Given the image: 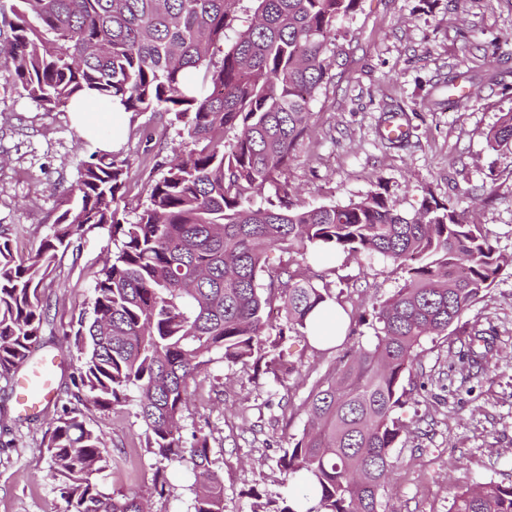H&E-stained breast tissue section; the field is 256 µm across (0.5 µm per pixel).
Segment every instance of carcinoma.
Listing matches in <instances>:
<instances>
[{
	"mask_svg": "<svg viewBox=\"0 0 512 512\" xmlns=\"http://www.w3.org/2000/svg\"><path fill=\"white\" fill-rule=\"evenodd\" d=\"M239 0H11L0 6V59L6 78L47 112L93 91L124 111L165 112L187 126L188 142L151 186L135 223L120 207L129 164L108 153L82 166L59 192L50 234L26 255L0 232V376L28 359L48 320L41 284L58 253L86 227L107 224L119 242L93 271L91 316L63 340L78 354L74 385L95 408L139 393L136 415L159 460L189 459L192 512H224L223 477L210 435L183 445L190 384L209 375L212 355L261 370L265 344L310 333L313 312L340 304L329 288L289 271L326 252L379 254L393 264L418 261L372 318L375 341L352 347L334 373L311 389L302 436L276 464L308 480L313 512H387L383 492L391 450L404 426L405 371L417 349L440 336L491 288L512 256L496 251L480 225L466 224L428 197L412 216L390 206L387 187L344 205L293 203L288 165L308 129L311 107L332 66L330 33L357 0H252L251 22L220 63L231 8ZM229 131L235 132L226 139ZM512 150V112L487 134ZM275 187L277 201L254 198ZM289 257L287 282L259 284L273 248ZM278 304L282 322L267 308ZM461 357L478 365L493 337L473 325ZM66 512H145L137 497L103 494L94 475L106 462L102 435L84 415L63 408L44 443ZM256 502L252 512H297V497ZM450 512H512V484L458 491Z\"/></svg>",
	"mask_w": 512,
	"mask_h": 512,
	"instance_id": "cac0c4a2",
	"label": "carcinoma"
}]
</instances>
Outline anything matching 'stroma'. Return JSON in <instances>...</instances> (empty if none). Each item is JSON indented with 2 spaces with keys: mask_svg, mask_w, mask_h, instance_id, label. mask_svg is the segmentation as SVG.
<instances>
[{
  "mask_svg": "<svg viewBox=\"0 0 512 512\" xmlns=\"http://www.w3.org/2000/svg\"><path fill=\"white\" fill-rule=\"evenodd\" d=\"M331 79L313 104L309 131L288 168L301 206L344 204L387 186L393 208L414 213L431 197L480 224L491 244L512 255V154L492 150L486 135L512 111V0H358L332 34ZM466 79L468 100L449 105L451 81ZM400 116L408 129L390 144L381 126ZM187 139L164 112L130 115L118 159L128 161L122 204L136 222L150 185ZM97 147L81 139L68 112H48L0 78V231L18 254L38 247L59 214L58 189L69 186ZM113 249L109 226L86 230L58 255L42 288L50 303L32 358L89 312L92 271ZM356 314L400 288L404 269L377 254L326 255L308 271ZM492 331L497 346L482 368L463 370L472 325ZM374 341L371 324L325 346L288 334L279 348L299 372L287 388L271 374L214 359L193 385L183 437L203 430L224 479V512H251L255 494L275 499L294 490L276 466L306 421L303 402L355 345ZM76 353H63L55 393L28 421L16 401L15 376L0 377V512H65L49 477L43 439L63 408L84 410L109 458L95 480L101 492L150 500L152 512H190L189 462L165 468L166 496L152 484L157 460L145 446L134 402L108 411L85 409L73 377ZM409 423L392 450L395 469L383 501L389 512H449L460 488L512 483V266L447 334L423 340L404 376Z\"/></svg>",
  "mask_w": 512,
  "mask_h": 512,
  "instance_id": "35a3bbf8",
  "label": "stroma"
}]
</instances>
